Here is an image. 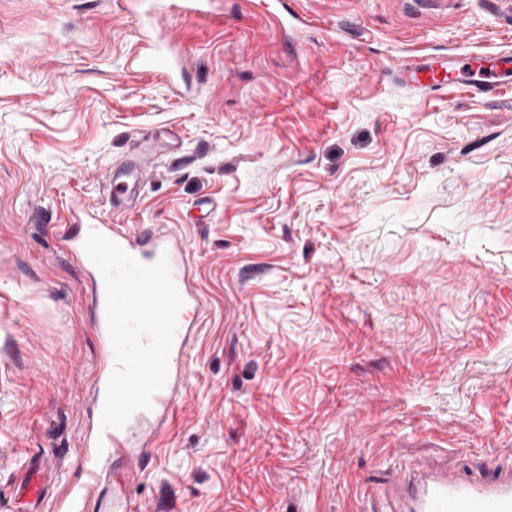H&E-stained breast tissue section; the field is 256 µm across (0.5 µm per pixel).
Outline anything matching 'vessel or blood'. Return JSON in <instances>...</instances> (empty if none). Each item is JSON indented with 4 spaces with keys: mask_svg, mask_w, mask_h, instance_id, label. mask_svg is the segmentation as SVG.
I'll list each match as a JSON object with an SVG mask.
<instances>
[{
    "mask_svg": "<svg viewBox=\"0 0 512 512\" xmlns=\"http://www.w3.org/2000/svg\"><path fill=\"white\" fill-rule=\"evenodd\" d=\"M214 0H169L168 7L179 15L194 19L213 18ZM142 42L132 66L144 74L163 77L170 84L184 78L183 49L161 37L146 25H139ZM512 72V51L492 54L488 68L473 70L470 62H448L433 56L417 59L392 72L394 84L413 94L466 85L474 96L489 98L496 94L501 76ZM177 133L152 136L114 166L109 204L113 211L127 209L129 201L151 172L161 155L179 153ZM98 232L117 243L139 262L151 265L167 258L170 277L183 305L177 314V330L169 354L168 379L151 398V407L132 414L121 428H102L101 414L106 389L115 368L111 343L104 278L89 258L84 243L89 232ZM58 239L67 255L82 268L90 291L88 308L102 345V357L91 386L90 433L84 444L82 464L85 482L74 490L69 512H135L133 501L126 495L124 484L132 475L129 461L147 460L154 445L157 429L168 423L177 401L187 384L186 355L197 332L205 303L192 274L190 250L186 240L175 230L159 225L132 228L127 224H107L97 212L75 206L69 221L61 225ZM111 461L120 472L112 490H101L98 463ZM19 491L32 500H40L45 491L42 477L34 471L19 469ZM388 492L397 504V512H512V470L504 471L487 464L474 473L451 472L425 463L400 474Z\"/></svg>",
    "mask_w": 512,
    "mask_h": 512,
    "instance_id": "b4317fda",
    "label": "vessel or blood"
}]
</instances>
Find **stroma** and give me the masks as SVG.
<instances>
[{"label":"stroma","mask_w":512,"mask_h":512,"mask_svg":"<svg viewBox=\"0 0 512 512\" xmlns=\"http://www.w3.org/2000/svg\"><path fill=\"white\" fill-rule=\"evenodd\" d=\"M156 17L188 88L132 71L128 0H0V506L15 472L81 481L99 340L83 272L55 234L71 206L174 227L207 313L188 386L128 493L139 512H389L401 468H512V81L416 95L393 56L512 49L500 0H217ZM181 130L131 208L113 163ZM200 198L216 208L185 223ZM276 454L247 495L249 457ZM215 0H172L167 7L179 15L194 20H210L215 16L213 3Z\"/></svg>","instance_id":"35a3bbf8"}]
</instances>
